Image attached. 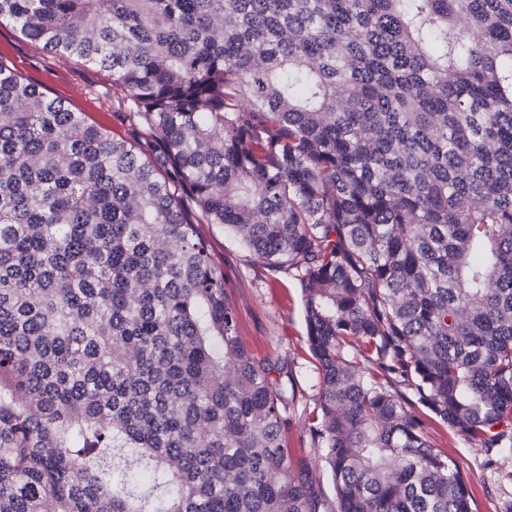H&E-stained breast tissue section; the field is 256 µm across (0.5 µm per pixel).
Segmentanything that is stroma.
Returning a JSON list of instances; mask_svg holds the SVG:
<instances>
[{
	"label": "stroma",
	"instance_id": "1",
	"mask_svg": "<svg viewBox=\"0 0 512 512\" xmlns=\"http://www.w3.org/2000/svg\"><path fill=\"white\" fill-rule=\"evenodd\" d=\"M0 48L27 60L28 77L47 83L70 96L90 121L121 131L116 113L126 106L112 99V75L100 67L62 60L41 44L23 38L8 23L0 24ZM198 234L208 245L224 278V288L237 314L238 334L256 356L271 355L284 365L283 379L294 389L296 401L284 445L292 469H310L321 494L334 499L335 491L325 463L319 458L309 432L307 415L315 406L317 373L306 342L300 285L293 276L254 260L222 225L201 224ZM425 430L435 448L456 460L474 489L473 512H512V453L488 465L476 442L448 426L426 420Z\"/></svg>",
	"mask_w": 512,
	"mask_h": 512
}]
</instances>
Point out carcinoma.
Listing matches in <instances>:
<instances>
[{
  "mask_svg": "<svg viewBox=\"0 0 512 512\" xmlns=\"http://www.w3.org/2000/svg\"><path fill=\"white\" fill-rule=\"evenodd\" d=\"M3 21L112 72L139 134L0 59V512H472L423 416L492 459L512 442V0ZM188 201L299 281L333 501L288 466L295 394L238 336Z\"/></svg>",
  "mask_w": 512,
  "mask_h": 512,
  "instance_id": "cac0c4a2",
  "label": "carcinoma"
}]
</instances>
